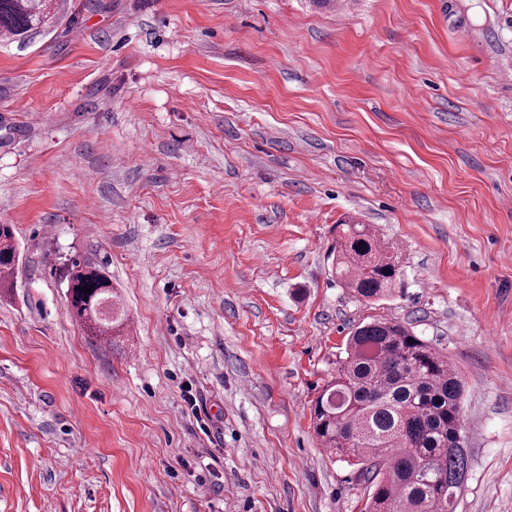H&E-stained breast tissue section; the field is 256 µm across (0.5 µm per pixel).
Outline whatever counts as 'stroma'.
<instances>
[{
  "instance_id": "35a3bbf8",
  "label": "stroma",
  "mask_w": 512,
  "mask_h": 512,
  "mask_svg": "<svg viewBox=\"0 0 512 512\" xmlns=\"http://www.w3.org/2000/svg\"><path fill=\"white\" fill-rule=\"evenodd\" d=\"M0 36V512H362L311 407L402 322L466 383L456 512H512V0H53ZM398 254L368 304L342 221ZM101 264L128 329L51 274ZM13 239L12 225L0 224V288H10L11 278L18 265V253ZM53 274L66 288V302L71 318L88 336L111 345L112 336L124 328L123 313L114 302V287L106 269L86 259L70 257L53 268ZM95 287L91 293L83 288ZM82 288V291H79Z\"/></svg>"
}]
</instances>
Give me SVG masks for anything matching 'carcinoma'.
<instances>
[{"label": "carcinoma", "instance_id": "carcinoma-1", "mask_svg": "<svg viewBox=\"0 0 512 512\" xmlns=\"http://www.w3.org/2000/svg\"><path fill=\"white\" fill-rule=\"evenodd\" d=\"M51 19L49 0H0V33L25 39ZM336 277L367 301L393 295L402 267L367 224H338ZM0 224V288L11 286L18 253ZM71 318L107 345L124 328L106 269L70 257L53 268ZM87 286L91 292L80 288ZM464 382L448 357L398 321L359 324L336 376L313 407L324 447L356 467L369 489L364 512H455L467 471Z\"/></svg>", "mask_w": 512, "mask_h": 512}]
</instances>
